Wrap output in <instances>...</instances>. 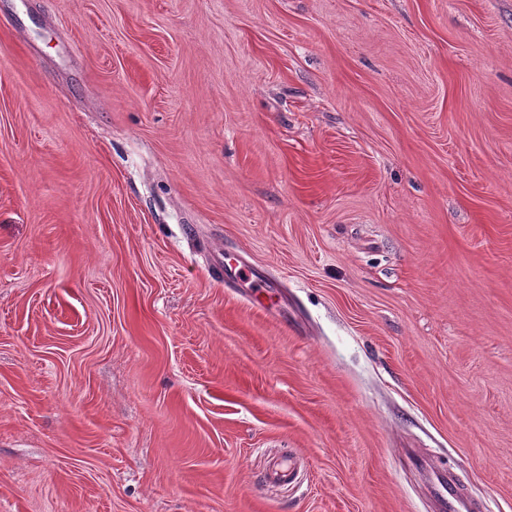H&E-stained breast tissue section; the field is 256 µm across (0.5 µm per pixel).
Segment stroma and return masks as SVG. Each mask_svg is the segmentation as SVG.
Instances as JSON below:
<instances>
[{
  "instance_id": "1",
  "label": "stroma",
  "mask_w": 512,
  "mask_h": 512,
  "mask_svg": "<svg viewBox=\"0 0 512 512\" xmlns=\"http://www.w3.org/2000/svg\"><path fill=\"white\" fill-rule=\"evenodd\" d=\"M412 448L512 512V0H0V512H435ZM232 281L236 286L241 288H252L253 295L258 302V306L262 310H267L270 307L262 304L260 297L265 295L266 289L269 288L266 281L254 275L248 266L237 259L234 266L231 267L230 272L224 270V281Z\"/></svg>"
}]
</instances>
